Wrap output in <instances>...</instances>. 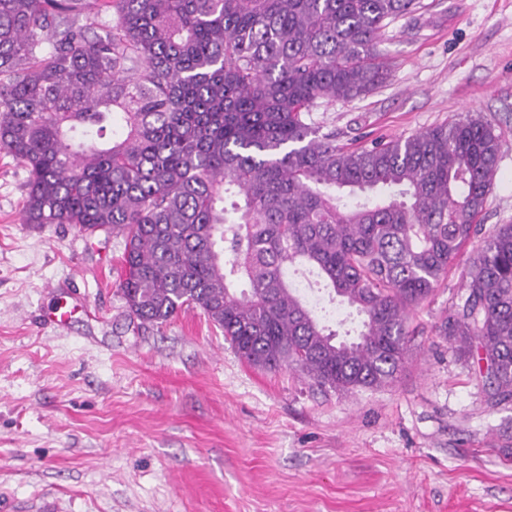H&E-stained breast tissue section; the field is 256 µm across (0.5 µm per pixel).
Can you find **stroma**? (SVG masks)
<instances>
[{"mask_svg":"<svg viewBox=\"0 0 512 512\" xmlns=\"http://www.w3.org/2000/svg\"><path fill=\"white\" fill-rule=\"evenodd\" d=\"M382 32L381 88L308 116L352 148L481 117L502 148L480 223L512 224V0H420ZM22 164L0 150V497L14 512H512V402L435 330L466 245L411 315L398 381L322 392L244 361L198 308L133 317L125 239L26 224ZM83 298L66 329L43 322Z\"/></svg>","mask_w":512,"mask_h":512,"instance_id":"35a3bbf8","label":"stroma"}]
</instances>
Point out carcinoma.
<instances>
[{"label":"carcinoma","instance_id":"obj_1","mask_svg":"<svg viewBox=\"0 0 512 512\" xmlns=\"http://www.w3.org/2000/svg\"><path fill=\"white\" fill-rule=\"evenodd\" d=\"M418 4L0 0V149L27 172L24 223L124 234L144 323L195 306L251 365L337 393L394 384L410 312L478 233L501 142L467 116L351 150L306 115L386 83L377 40ZM96 7L112 21L79 22ZM299 266L361 317L357 338L319 321ZM462 287L436 330L511 401L512 224Z\"/></svg>","mask_w":512,"mask_h":512}]
</instances>
